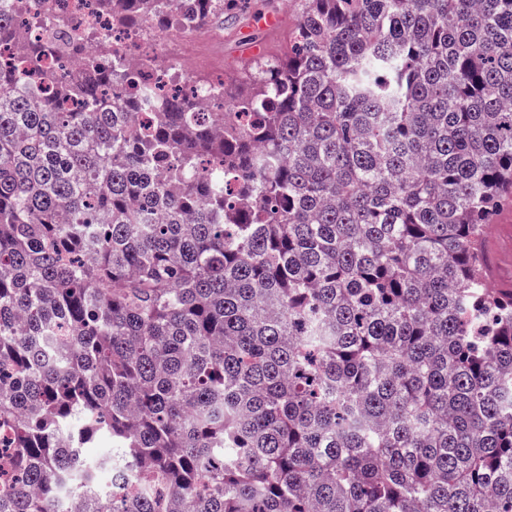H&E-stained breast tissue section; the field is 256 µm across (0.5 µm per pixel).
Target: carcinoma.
Here are the masks:
<instances>
[{
  "mask_svg": "<svg viewBox=\"0 0 512 512\" xmlns=\"http://www.w3.org/2000/svg\"><path fill=\"white\" fill-rule=\"evenodd\" d=\"M33 2L82 72L0 60V512H512V0H301L216 112ZM485 244L495 266L494 280L497 287L502 282L512 283V198L502 202L493 223L486 228Z\"/></svg>",
  "mask_w": 512,
  "mask_h": 512,
  "instance_id": "obj_1",
  "label": "carcinoma"
}]
</instances>
